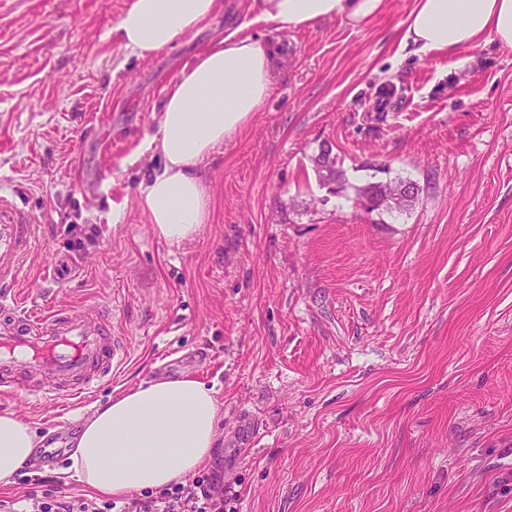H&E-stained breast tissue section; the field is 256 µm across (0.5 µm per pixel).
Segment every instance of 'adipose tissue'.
I'll list each match as a JSON object with an SVG mask.
<instances>
[{"label":"adipose tissue","mask_w":512,"mask_h":512,"mask_svg":"<svg viewBox=\"0 0 512 512\" xmlns=\"http://www.w3.org/2000/svg\"><path fill=\"white\" fill-rule=\"evenodd\" d=\"M387 0H253V25L303 30L324 20L353 25L384 12ZM221 0H130L114 28L128 56L147 59L199 29ZM401 49L413 55L456 54L491 39L512 48V0H412L402 21ZM282 56L242 28L228 30L166 89L157 127L128 163L157 158L139 186V204L155 235L193 240L209 220L204 162L244 130L270 96ZM219 400L193 379H157L116 395L85 422L71 457L70 477L102 494L126 496L182 481L209 460L217 443ZM30 426L0 415V485L35 457Z\"/></svg>","instance_id":"1"}]
</instances>
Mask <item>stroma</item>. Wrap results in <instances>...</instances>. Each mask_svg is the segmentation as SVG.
Instances as JSON below:
<instances>
[{"label":"stroma","mask_w":512,"mask_h":512,"mask_svg":"<svg viewBox=\"0 0 512 512\" xmlns=\"http://www.w3.org/2000/svg\"><path fill=\"white\" fill-rule=\"evenodd\" d=\"M129 2L0 0V183L31 220L0 295L96 307L130 349L86 399L19 389L0 414L41 443L119 392L188 376L217 391L235 512H512V49L396 62L411 0L358 27L251 28L285 61L204 163L208 223L171 245L137 203L151 160L123 161L247 0L147 60L112 32ZM387 84L402 95L378 123ZM326 147L342 190L318 180ZM370 159L418 183L412 206H357ZM69 259L79 273L57 283ZM70 464L21 469L0 500L40 478L88 494Z\"/></svg>","instance_id":"stroma-1"}]
</instances>
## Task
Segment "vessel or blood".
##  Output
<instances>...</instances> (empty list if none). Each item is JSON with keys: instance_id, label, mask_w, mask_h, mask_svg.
<instances>
[{"instance_id": "1", "label": "vessel or blood", "mask_w": 512, "mask_h": 512, "mask_svg": "<svg viewBox=\"0 0 512 512\" xmlns=\"http://www.w3.org/2000/svg\"><path fill=\"white\" fill-rule=\"evenodd\" d=\"M16 193L0 188V277L4 258L27 251L28 219ZM129 350L97 310H48L34 315L0 306V390L17 378L31 382V395L47 402L76 400L111 380L128 361Z\"/></svg>"}]
</instances>
